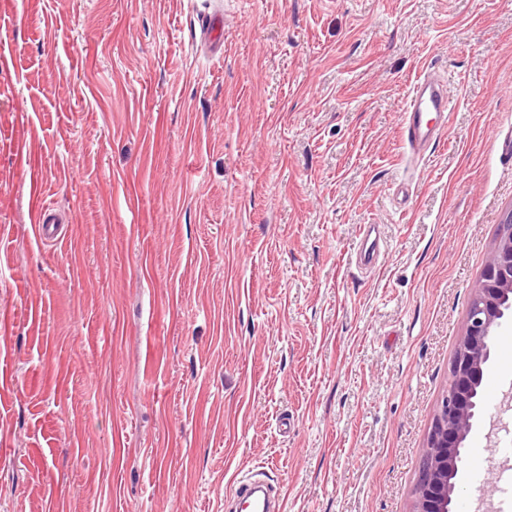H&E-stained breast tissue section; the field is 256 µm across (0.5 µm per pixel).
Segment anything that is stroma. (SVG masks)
Listing matches in <instances>:
<instances>
[{"instance_id": "stroma-1", "label": "stroma", "mask_w": 512, "mask_h": 512, "mask_svg": "<svg viewBox=\"0 0 512 512\" xmlns=\"http://www.w3.org/2000/svg\"><path fill=\"white\" fill-rule=\"evenodd\" d=\"M511 142L512 0H0V512H224L251 470L411 512ZM483 387L459 497L512 512L504 351ZM453 106L444 85L435 76L424 74L413 88L402 111V139L413 153L427 150L440 139L448 127ZM33 230L36 237L42 241L54 240L58 237V226L53 224L45 206L36 203L33 209ZM360 243L358 247V256L361 260L360 265L365 268H374L380 257V238L377 236L375 224H365L360 229Z\"/></svg>"}]
</instances>
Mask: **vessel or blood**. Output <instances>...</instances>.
I'll list each match as a JSON object with an SVG mask.
<instances>
[{"mask_svg":"<svg viewBox=\"0 0 512 512\" xmlns=\"http://www.w3.org/2000/svg\"><path fill=\"white\" fill-rule=\"evenodd\" d=\"M452 106L444 85L435 76L426 74L416 81L400 122L402 138L410 151L418 153L434 146L447 130ZM33 220V230L38 239L46 241L57 238L58 227L45 206L35 205ZM380 251V239L374 225H363L358 247L362 266L375 267ZM231 499L240 505L255 503L259 512H280L282 508L272 489L261 488L252 480H239Z\"/></svg>","mask_w":512,"mask_h":512,"instance_id":"vessel-or-blood-1","label":"vessel or blood"}]
</instances>
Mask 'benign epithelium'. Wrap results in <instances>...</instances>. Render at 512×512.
<instances>
[{"mask_svg": "<svg viewBox=\"0 0 512 512\" xmlns=\"http://www.w3.org/2000/svg\"><path fill=\"white\" fill-rule=\"evenodd\" d=\"M512 323V211L499 225L469 304L455 350L448 395L432 419L423 449L413 512H458L464 442L484 408L483 379L502 326Z\"/></svg>", "mask_w": 512, "mask_h": 512, "instance_id": "1", "label": "benign epithelium"}]
</instances>
